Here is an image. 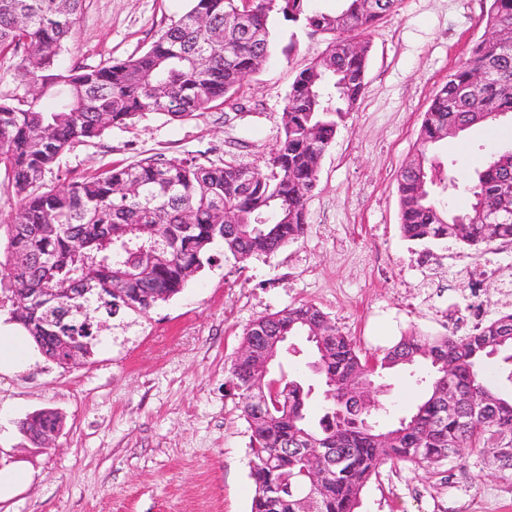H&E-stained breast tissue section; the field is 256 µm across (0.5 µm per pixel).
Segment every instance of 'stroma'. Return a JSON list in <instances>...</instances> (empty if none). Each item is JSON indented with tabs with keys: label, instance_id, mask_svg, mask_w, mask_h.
<instances>
[{
	"label": "stroma",
	"instance_id": "35a3bbf8",
	"mask_svg": "<svg viewBox=\"0 0 512 512\" xmlns=\"http://www.w3.org/2000/svg\"><path fill=\"white\" fill-rule=\"evenodd\" d=\"M190 0H86L61 64L96 67L148 49ZM485 0H398L368 33L365 90L324 152L307 197L308 232L277 254L242 262L215 247L210 266L142 317L102 332L88 362L62 369L34 354L0 373V453L31 472L0 512H250L248 425L229 382L254 319L311 303L366 352L412 331L475 326L510 309L512 245L477 254L400 230L397 176L413 155L429 103L483 37ZM275 49L242 83L241 112L221 102L185 121L151 114L75 144L47 185L79 181L157 155L265 168L296 73L324 55L322 35L271 22ZM512 121L476 127L435 149L456 177L471 176ZM419 365L386 376L376 418L389 425L421 396ZM41 409L63 417L52 447L33 446L19 422ZM358 512H512V475L467 453L461 465L386 464Z\"/></svg>",
	"mask_w": 512,
	"mask_h": 512
}]
</instances>
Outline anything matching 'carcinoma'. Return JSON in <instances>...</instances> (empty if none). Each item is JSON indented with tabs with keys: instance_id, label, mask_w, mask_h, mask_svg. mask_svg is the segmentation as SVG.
<instances>
[{
	"instance_id": "1",
	"label": "carcinoma",
	"mask_w": 512,
	"mask_h": 512,
	"mask_svg": "<svg viewBox=\"0 0 512 512\" xmlns=\"http://www.w3.org/2000/svg\"><path fill=\"white\" fill-rule=\"evenodd\" d=\"M86 0H0V54L22 52L21 81L37 83L54 99L0 101V171L17 208L5 221L0 258V296L10 302L9 320L19 324L47 360L60 366L75 346L93 355V340L110 320L143 316L180 293L189 278L211 263L220 244L242 262L268 257L298 241L307 230L306 197L315 186L322 154L348 119L365 86L368 44L364 36L390 12L395 0H339L334 13L316 11L313 0H191V7L149 49L101 67L58 65ZM281 18L313 34L329 36L327 65L316 61L294 78L282 113V132L266 169L233 163L202 165L151 156L112 167L82 181L49 187L47 175L74 144L101 137L151 114L189 119L235 94L243 75L271 56L270 19ZM485 27L500 41L474 44L425 112L414 158L397 179L400 228L412 241L454 240L467 248L512 243V221L491 223L490 213L512 207V146L493 153L465 189L469 203L451 213L435 196H424L421 172L435 169L457 186L431 155L456 128L496 124L512 116V0H489ZM487 75L482 88L473 74ZM140 187L137 197L118 188ZM39 296L42 302L32 303ZM512 312L500 313L466 336L411 334L363 355L320 308L308 303L253 320L243 343L257 347L278 336H306L318 329L316 359L324 371L323 413L309 411L311 389L285 374L255 410L253 388L269 378L246 363H233L230 383L250 430L251 512H357L373 475L388 463L438 468L460 460L465 446L512 473V394L493 388L484 361L495 351L512 362ZM423 363L426 391L410 413L385 428L339 429L335 405L350 381L370 390L367 418L376 411L383 372ZM456 407L444 404L448 388ZM62 428L61 416L42 410L20 423L34 445ZM312 441L336 457L332 474L311 482V464L293 451Z\"/></svg>"
}]
</instances>
